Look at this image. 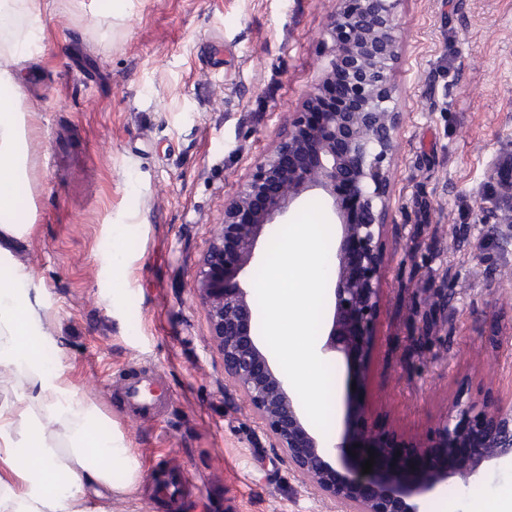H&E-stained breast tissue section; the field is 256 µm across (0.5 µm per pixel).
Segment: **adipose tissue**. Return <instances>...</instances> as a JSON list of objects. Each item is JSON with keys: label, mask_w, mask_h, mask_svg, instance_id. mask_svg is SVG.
<instances>
[{"label": "adipose tissue", "mask_w": 512, "mask_h": 512, "mask_svg": "<svg viewBox=\"0 0 512 512\" xmlns=\"http://www.w3.org/2000/svg\"><path fill=\"white\" fill-rule=\"evenodd\" d=\"M37 0H0V57L16 56L33 36ZM22 97L15 75L0 68V223H12L23 176ZM39 324L31 314L30 295L20 283L0 286V366L27 376L30 389L21 406H0V461L19 480V487L0 482V512H76L88 486L132 489L139 465L131 449L115 438L92 433L93 412L61 380L60 371L45 368L33 338ZM63 421L65 431L52 438L38 434L37 412ZM121 461L122 474L113 463Z\"/></svg>", "instance_id": "adipose-tissue-1"}]
</instances>
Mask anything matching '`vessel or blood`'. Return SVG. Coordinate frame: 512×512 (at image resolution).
<instances>
[{
  "label": "vessel or blood",
  "instance_id": "vessel-or-blood-1",
  "mask_svg": "<svg viewBox=\"0 0 512 512\" xmlns=\"http://www.w3.org/2000/svg\"><path fill=\"white\" fill-rule=\"evenodd\" d=\"M115 397L129 416L145 422H161L173 400V391L154 366L143 365L121 379L114 387ZM151 486L158 501L172 503L185 490V476L175 468L153 462Z\"/></svg>",
  "mask_w": 512,
  "mask_h": 512
}]
</instances>
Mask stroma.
I'll return each instance as SVG.
<instances>
[{
	"label": "stroma",
	"instance_id": "1",
	"mask_svg": "<svg viewBox=\"0 0 512 512\" xmlns=\"http://www.w3.org/2000/svg\"><path fill=\"white\" fill-rule=\"evenodd\" d=\"M21 70L27 179L7 274L22 276L62 380L139 465L186 467L195 493L155 506L141 474L95 512H351L290 462L224 372L196 271L258 158L287 136L308 89L331 71L324 30L336 0H42ZM390 83L399 121L386 161L378 313L359 369L332 368L329 444L351 438L412 480L458 401L512 394V223L478 220L489 164L512 156V0H398ZM94 152L48 165L55 142ZM434 251L412 248L415 235ZM441 289L447 336L407 350L423 323L410 294ZM164 372V423L127 419L110 383ZM512 491V460L440 482L423 512H478Z\"/></svg>",
	"mask_w": 512,
	"mask_h": 512
}]
</instances>
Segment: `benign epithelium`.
Segmentation results:
<instances>
[{"mask_svg": "<svg viewBox=\"0 0 512 512\" xmlns=\"http://www.w3.org/2000/svg\"><path fill=\"white\" fill-rule=\"evenodd\" d=\"M327 29L334 66L345 68L347 98L354 108L319 112L311 108L324 92L314 85L307 105L288 136L260 158L250 180L224 209V224L214 232L196 272L197 289L224 355V371L241 387L288 459L325 493L354 506V512H421L414 496L450 474L475 476L485 462L512 458V395L488 406L460 401L456 414L438 426V441L428 453V473L407 486L374 459L370 476L343 473L325 457V442L309 428L301 402L254 333L256 306L244 275L265 249L267 229L282 224L304 193L323 198L338 226L329 278L334 309L325 352H340L350 363L362 359L377 311L375 275L379 228L387 207L384 161L394 148L398 126L390 73L397 58L398 0H337ZM350 183L359 220L351 223L337 195ZM336 456L362 470L370 453L341 442Z\"/></svg>", "mask_w": 512, "mask_h": 512, "instance_id": "1", "label": "benign epithelium"}]
</instances>
